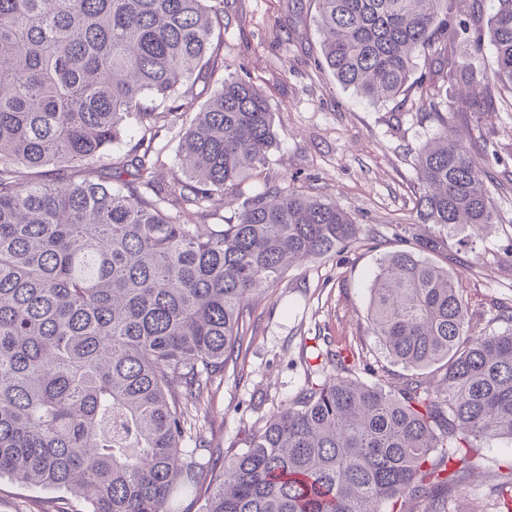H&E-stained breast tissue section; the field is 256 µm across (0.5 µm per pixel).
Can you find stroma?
I'll return each mask as SVG.
<instances>
[{"mask_svg": "<svg viewBox=\"0 0 512 512\" xmlns=\"http://www.w3.org/2000/svg\"><path fill=\"white\" fill-rule=\"evenodd\" d=\"M225 11L224 62L246 68L281 139L269 164L242 181V192L291 184L337 203L359 230L353 246L292 267L250 299L240 347L213 376L197 415V429L223 459L323 380L326 351L354 357L369 384L397 386L406 377L370 330L369 288L380 262L400 249V236L432 231L416 217L415 156L437 132L413 98L372 105L318 68L315 0H228ZM470 125L491 156L487 187L498 219L477 236L457 227L433 259L458 273L470 322L484 335L506 330L499 309L512 306V105ZM50 501L86 512L83 500L65 492L0 478V512H39Z\"/></svg>", "mask_w": 512, "mask_h": 512, "instance_id": "1", "label": "stroma"}]
</instances>
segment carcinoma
Segmentation results:
<instances>
[{
  "label": "carcinoma",
  "mask_w": 512,
  "mask_h": 512,
  "mask_svg": "<svg viewBox=\"0 0 512 512\" xmlns=\"http://www.w3.org/2000/svg\"><path fill=\"white\" fill-rule=\"evenodd\" d=\"M325 66L377 105L417 87L438 126L416 155L419 223L438 232L495 223L486 150L456 138L467 116L512 97V0L460 19L455 0H316ZM487 71L454 47L483 54ZM224 0H0V477L91 491L87 512H173L205 491V512H403L480 473L474 449L512 440V328L473 333L467 302L417 237L380 264L368 319L387 355L439 366L396 388L333 375L285 404L245 448L198 456L193 420L234 351L250 297L289 267L340 251L357 224L336 203L241 181L278 144L273 112L249 77L230 73L198 105L192 87L226 70ZM437 79H412L419 58ZM457 91L447 101L448 89ZM180 174L156 179L169 112ZM125 151L89 179L112 147ZM238 200L205 232L182 222ZM196 447H188V443ZM512 488V460L496 464ZM238 207V201L234 198H217L214 204V208L217 210L214 218L206 219L205 223L198 216L193 213H187L183 216L185 224H212L217 221L218 218L224 216V220H233L234 213Z\"/></svg>",
  "instance_id": "carcinoma-1"
}]
</instances>
